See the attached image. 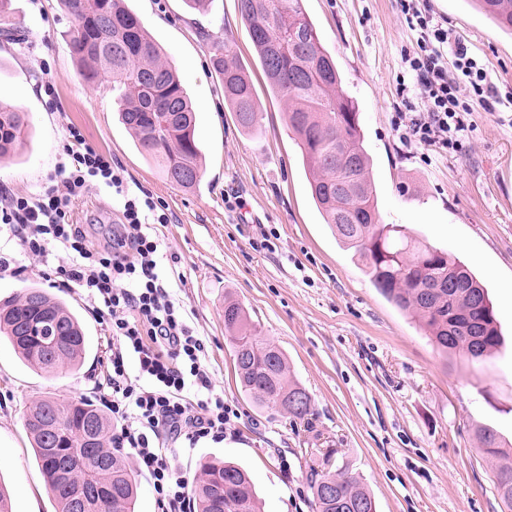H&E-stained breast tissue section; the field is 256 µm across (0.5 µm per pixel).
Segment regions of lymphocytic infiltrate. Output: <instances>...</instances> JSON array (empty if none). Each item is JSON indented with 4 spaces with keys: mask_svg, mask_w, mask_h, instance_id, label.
Here are the masks:
<instances>
[{
    "mask_svg": "<svg viewBox=\"0 0 512 512\" xmlns=\"http://www.w3.org/2000/svg\"><path fill=\"white\" fill-rule=\"evenodd\" d=\"M404 9L419 33L418 50L405 62L428 109L408 117L400 138L409 147L448 149L468 129L449 69L460 71L476 95L489 93L491 85L467 46L418 10L415 0H406ZM64 151L70 159L64 191L0 199V224L32 256H46L53 242L68 251L65 282L102 306L112 323V445L128 449L149 475L161 512H189V480L167 449L182 439L193 446L223 439L233 409L215 393L203 364L206 345L186 325L158 270L159 241L145 225L150 218L158 224L168 218L150 194L129 195L121 169L87 145L78 128H68ZM94 185L122 198L121 222L108 249L93 247L67 218L73 199Z\"/></svg>",
    "mask_w": 512,
    "mask_h": 512,
    "instance_id": "lymphocytic-infiltrate-1",
    "label": "lymphocytic infiltrate"
}]
</instances>
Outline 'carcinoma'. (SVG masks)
Here are the masks:
<instances>
[{
    "label": "carcinoma",
    "instance_id": "1",
    "mask_svg": "<svg viewBox=\"0 0 512 512\" xmlns=\"http://www.w3.org/2000/svg\"><path fill=\"white\" fill-rule=\"evenodd\" d=\"M73 18L66 38L81 75L112 79L120 123L137 150L184 189L201 175L195 113L185 89L140 18L125 0H60ZM501 27L512 30V0H478ZM269 85L286 105L288 128L309 169L310 189L324 223L367 269L376 288L416 316L436 345L469 359L491 356L501 332L487 289L461 261L422 247L401 226L380 222L359 112L304 0H237ZM239 126H256L258 110L247 71L234 47L213 56ZM25 113L0 108V160L21 144ZM456 287L448 288V280ZM224 331L242 391L260 407L294 419L311 411V397L290 373L283 351L263 336L243 305L224 299ZM31 369L56 374L84 361L87 337L75 312L44 289L29 287L0 298V339ZM53 421L54 431L45 430ZM24 426L58 512H137L139 481L120 449L112 447V418L82 397L47 396L27 409ZM481 447L496 457V488L512 512V445L480 426ZM68 472L62 479L58 469ZM314 512H377L374 498L343 467L312 471ZM196 512H260L242 467L207 460L192 487Z\"/></svg>",
    "mask_w": 512,
    "mask_h": 512
}]
</instances>
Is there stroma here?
<instances>
[{
    "mask_svg": "<svg viewBox=\"0 0 512 512\" xmlns=\"http://www.w3.org/2000/svg\"><path fill=\"white\" fill-rule=\"evenodd\" d=\"M191 97L204 159L198 187L180 188L136 152L115 119L112 82H86L65 38L74 26L60 0H12L17 43L0 40V106L29 116L24 145L0 164V196H36L63 186L66 131L80 129L111 155L130 193L147 191L168 223L148 233L160 242L158 264L192 329L206 343L204 365L216 392L236 409L223 441L176 443L175 464L196 475L200 462H233L250 475L263 512H313L312 469L348 467L375 499L377 512H503L496 461L476 429L512 441V32L475 0H417V7L464 42L483 66L492 94L460 87L469 131L451 150L406 147L396 126L425 100L401 87L404 57L417 50L402 0H305L354 101L370 158L382 223L398 224L421 243L448 251L486 285L503 337L481 361L440 353L424 329L388 302L324 224L312 200L283 99L270 93L237 0H128ZM233 43L250 74L259 110L242 132L224 103L211 58ZM51 82L54 96L42 85ZM240 196L238 206L226 196ZM121 204L111 189L76 200L70 223L95 246L112 243ZM0 252V297L30 285L65 299L81 315L92 358L75 373L46 375L25 366L0 341V485L13 512H56L23 417L46 396H81L110 408L112 327L56 269L67 252L25 254L7 233ZM241 302L263 336L288 357L312 398L306 420L257 406L237 385L224 333V299Z\"/></svg>",
    "mask_w": 512,
    "mask_h": 512,
    "instance_id": "35a3bbf8",
    "label": "stroma"
}]
</instances>
